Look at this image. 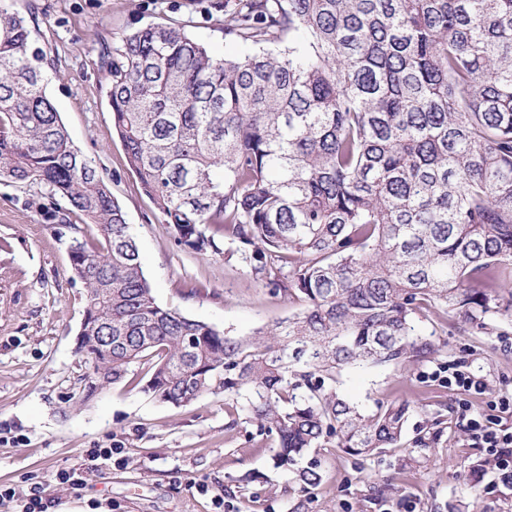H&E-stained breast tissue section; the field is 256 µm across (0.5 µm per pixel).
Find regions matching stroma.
I'll return each instance as SVG.
<instances>
[{
  "label": "stroma",
  "mask_w": 512,
  "mask_h": 512,
  "mask_svg": "<svg viewBox=\"0 0 512 512\" xmlns=\"http://www.w3.org/2000/svg\"><path fill=\"white\" fill-rule=\"evenodd\" d=\"M11 6L46 56L47 93L73 144L96 161L126 212L157 303L229 336L300 312L302 302L254 280L238 261L178 246L112 134L102 45L152 23L188 24L192 35L224 54L223 13L203 16L194 0H11ZM58 204L48 192L0 182V484L14 494L0 512H18L38 484L55 502L51 512H213L215 493L223 495L226 512H405L411 501L419 512H448L460 500L469 512H512V489H492V472L476 485L466 480L465 467L486 452L466 436L457 418L463 395L448 385L449 365L464 359L491 393L512 392V319L497 317L476 329L456 314L426 311L418 326L437 345L429 361L341 372L337 390L365 409L410 402L406 440L422 431L440 437L434 452L408 461L393 450L353 457L332 443L313 449L323 481L300 503L291 492L293 473L270 462V440L236 422L223 393L174 409L122 381L81 402L86 369L75 347L86 291L71 270L73 232L60 225ZM111 446L123 449L127 464L87 469V449ZM78 468L87 471L82 490L52 479ZM248 473L259 476L264 493L244 490ZM201 484L209 494L198 493Z\"/></svg>",
  "instance_id": "obj_1"
}]
</instances>
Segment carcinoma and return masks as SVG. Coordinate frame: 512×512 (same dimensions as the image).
I'll use <instances>...</instances> for the list:
<instances>
[{
	"mask_svg": "<svg viewBox=\"0 0 512 512\" xmlns=\"http://www.w3.org/2000/svg\"><path fill=\"white\" fill-rule=\"evenodd\" d=\"M0 0V181L67 203L99 372L88 400L149 370L172 408L224 391L273 436V467L322 482L330 438L350 455L432 450L403 441L410 404L368 412L336 391L348 367L424 362V307L482 329L512 317V0H213V53L182 27L147 25L101 49L112 132L174 241L236 258L304 302L250 336L159 306L126 214L46 93L43 53ZM82 217L88 236L68 220ZM112 322V357L88 337Z\"/></svg>",
	"mask_w": 512,
	"mask_h": 512,
	"instance_id": "1",
	"label": "carcinoma"
}]
</instances>
